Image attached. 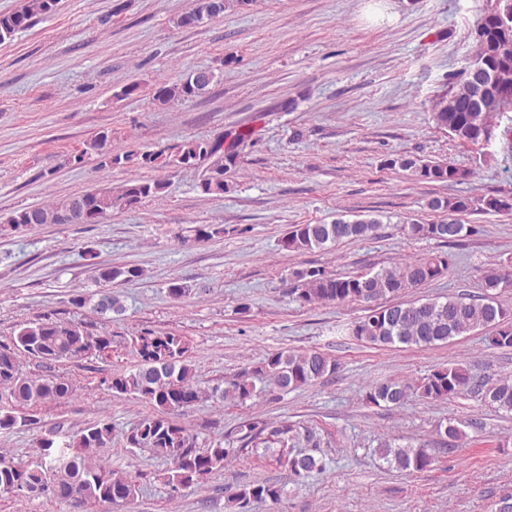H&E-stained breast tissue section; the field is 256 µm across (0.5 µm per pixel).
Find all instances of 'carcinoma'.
<instances>
[{"mask_svg":"<svg viewBox=\"0 0 512 512\" xmlns=\"http://www.w3.org/2000/svg\"><path fill=\"white\" fill-rule=\"evenodd\" d=\"M60 0H21L9 13L0 14V43L9 41L32 26L35 20L54 14ZM230 0H195L194 8L176 19L179 27L202 24L224 14ZM488 38L476 44L475 54L496 67L512 66V50L504 49L494 31V19H486ZM216 74L212 70L190 72L175 83H160L153 99L161 105L172 101L198 97L208 90ZM472 96L465 81L448 95V111L441 110L442 102L433 101V119L448 133L465 141H473L469 133L468 116L473 111ZM108 135L104 134L88 145L98 151L99 167L109 169L129 164L138 167L165 169L170 167L197 168L214 153L222 150L224 141L184 140L170 147L142 154L112 153L104 149ZM236 153L230 152L206 168L199 188L202 193L215 197L230 189L224 175L235 164ZM399 167L410 170L422 180L456 183L470 179L472 172L447 161L399 158ZM167 184L161 180L146 181L130 178L118 187L98 185L81 194L60 199L47 206L19 209L10 214L5 223L13 231L25 230L33 224H99L112 214V209L137 204L145 199L164 196ZM481 210L500 212L512 210V203L488 196L480 199ZM434 211L446 210L463 213L473 208L469 197H443L429 200ZM381 228L376 218L330 224H295L282 238V248L303 252L330 249L344 239L366 240ZM406 235L412 239L438 240L456 243L464 236L476 232L450 219L432 224H407ZM83 257L96 267V281L126 283L145 276L137 266H98L96 254L88 249ZM448 255L425 254L400 266L382 267L358 275L339 276L321 266H310L294 272L296 287L290 290L293 300L301 306L316 302L343 304L347 302H375L377 306L356 326L373 327L372 335L359 340L378 347H433L482 328L492 330L485 337L489 345L497 348L512 347V326L504 324L503 308L495 299L496 291L512 288V272L492 271L485 276L486 295L478 299L450 297L437 300H413L387 304L384 299L398 296L412 288L440 278L448 273ZM93 310L105 316L125 312L120 295L112 291L98 293ZM95 346L94 357L103 358L112 352V334L106 330L91 333L80 322L57 321L40 318L20 325L8 343H0V388L8 391L10 405L0 406V429L27 426L31 419L27 412L66 399L72 393L67 380L54 369L63 362L87 358L89 346ZM132 352L140 359L136 371L116 373L103 380L107 389L116 395H128L151 405L155 412L141 419L126 436L127 446L149 451L172 464L165 484L176 492L181 488L204 483L211 475L241 455L243 449L231 443L216 442L206 448L196 447V437L176 416L216 395L245 404L255 395L253 377H260L280 392L292 391L312 385L327 374L336 372V363L319 352H277L236 377L224 381L206 394L194 382L189 361V346L184 337L176 334L157 335L144 330L131 338ZM38 361L42 372L26 373L21 356ZM472 394L497 408L512 411V378L503 377L490 388L474 385V379L461 364L441 366L416 382L392 378L368 385L364 400L376 406H401L413 397L429 402L446 401L459 395ZM245 433L241 441L250 443L268 434L278 439L277 462L297 476L324 469L323 459L313 454L294 455L288 452V440L294 426L269 428L262 420L251 419L243 424ZM112 445V423L103 420L73 434L60 436L48 446L39 442L36 461L20 463L0 454V494L23 493L30 498H53L68 501L75 512L96 501L113 504L128 503L139 491L136 476L117 474L103 466L98 456ZM381 458L389 467L401 471H423L434 464V458L423 445L395 446L384 442L378 448ZM284 489L271 481H258L238 486L225 501L226 512H252L253 505L267 500L278 501Z\"/></svg>","mask_w":512,"mask_h":512,"instance_id":"cac0c4a2","label":"carcinoma"}]
</instances>
